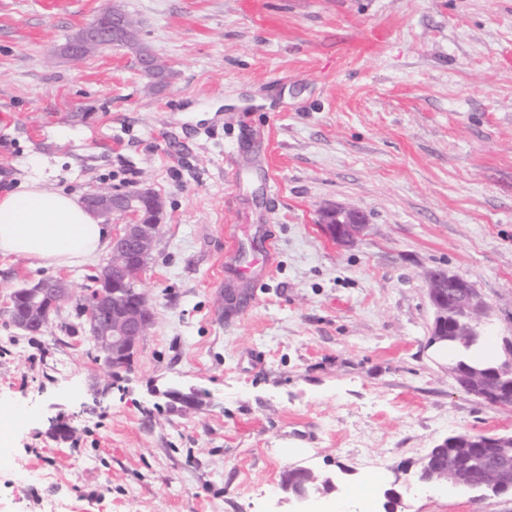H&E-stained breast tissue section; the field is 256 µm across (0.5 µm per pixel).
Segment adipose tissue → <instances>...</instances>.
<instances>
[{"mask_svg": "<svg viewBox=\"0 0 512 512\" xmlns=\"http://www.w3.org/2000/svg\"><path fill=\"white\" fill-rule=\"evenodd\" d=\"M109 229L72 193L50 191L40 177L0 195V256L70 267L103 251Z\"/></svg>", "mask_w": 512, "mask_h": 512, "instance_id": "adipose-tissue-1", "label": "adipose tissue"}]
</instances>
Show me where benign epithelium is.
Instances as JSON below:
<instances>
[{
	"instance_id": "benign-epithelium-1",
	"label": "benign epithelium",
	"mask_w": 512,
	"mask_h": 512,
	"mask_svg": "<svg viewBox=\"0 0 512 512\" xmlns=\"http://www.w3.org/2000/svg\"><path fill=\"white\" fill-rule=\"evenodd\" d=\"M109 44L116 46L118 41L114 38L109 42L105 34L88 29L84 38L70 48V54L79 56ZM83 204L106 224L115 212H123L129 218L112 236V252L119 260L108 270V280L100 279L96 286L85 289L78 305L79 315L94 326L95 337L109 349L105 366L114 370L123 366L154 321L153 307L137 283L147 268L161 224L141 221L137 198L127 192L94 189L84 196ZM319 222L342 247L357 243L367 227L364 212L355 208H323ZM426 283L433 308L430 344L446 351L448 340L468 335L474 324L482 322L487 306L470 282L446 270L426 273ZM20 293L30 309L29 319L20 327L28 330L35 326L41 332L44 324L40 313L57 307L64 297L73 295V290L65 279L56 278L26 283ZM455 380L463 391L485 403L503 406L512 401L511 390L489 387L482 378L457 376Z\"/></svg>"
}]
</instances>
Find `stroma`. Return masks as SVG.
<instances>
[{
    "instance_id": "35a3bbf8",
    "label": "stroma",
    "mask_w": 512,
    "mask_h": 512,
    "mask_svg": "<svg viewBox=\"0 0 512 512\" xmlns=\"http://www.w3.org/2000/svg\"><path fill=\"white\" fill-rule=\"evenodd\" d=\"M112 6L163 84L124 46L65 54ZM34 160L51 191L163 198L155 321L108 370L74 303L35 336L6 312L26 281L82 292L106 253L0 256V407L26 413L0 512H287L297 466L333 480L307 504L326 512L370 474L378 499L413 480L450 434L512 435L430 346L424 278L469 281L512 343V0H0V194ZM328 205L365 212L356 246L324 233ZM266 233L270 275L236 279ZM397 512H512V493L431 483Z\"/></svg>"
}]
</instances>
